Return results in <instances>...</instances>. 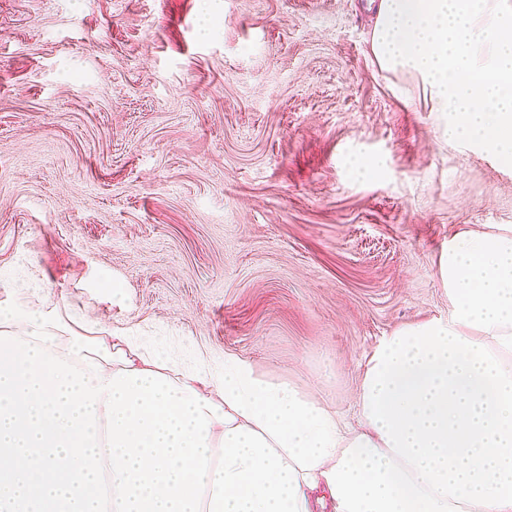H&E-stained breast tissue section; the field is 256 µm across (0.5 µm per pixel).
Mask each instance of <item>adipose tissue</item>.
I'll list each match as a JSON object with an SVG mask.
<instances>
[{"label": "adipose tissue", "mask_w": 512, "mask_h": 512, "mask_svg": "<svg viewBox=\"0 0 512 512\" xmlns=\"http://www.w3.org/2000/svg\"><path fill=\"white\" fill-rule=\"evenodd\" d=\"M370 54L382 71L415 75L438 129L451 144H472L512 164V0H379ZM451 309L444 328L487 343L512 372V226L494 233L463 232L440 259ZM0 331L33 342L72 365L89 356L105 378L117 371L165 372L123 333L108 343L73 315L48 308L44 296L16 284L0 303ZM229 412L211 423L210 469L201 512H312L316 490L358 435L380 452L389 447L370 421L346 428L336 414L297 386L258 377L228 356L217 377L174 376Z\"/></svg>", "instance_id": "obj_1"}]
</instances>
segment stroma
<instances>
[{
    "mask_svg": "<svg viewBox=\"0 0 512 512\" xmlns=\"http://www.w3.org/2000/svg\"><path fill=\"white\" fill-rule=\"evenodd\" d=\"M368 2L0 0V301L27 274L358 426L366 356L448 317L449 240L512 225V166L372 66Z\"/></svg>",
    "mask_w": 512,
    "mask_h": 512,
    "instance_id": "obj_1",
    "label": "stroma"
}]
</instances>
